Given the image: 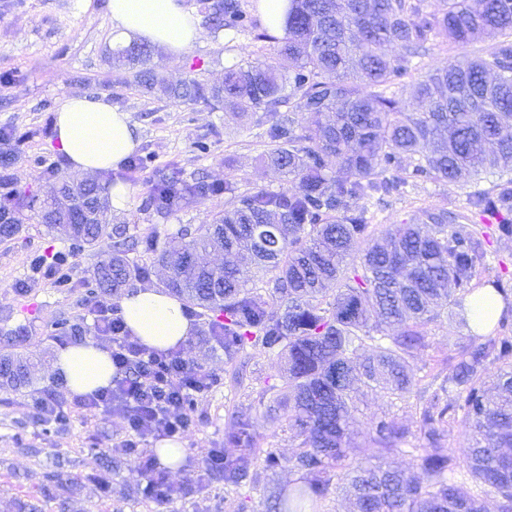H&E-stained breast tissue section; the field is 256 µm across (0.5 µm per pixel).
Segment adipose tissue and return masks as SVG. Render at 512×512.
<instances>
[{"instance_id": "1", "label": "adipose tissue", "mask_w": 512, "mask_h": 512, "mask_svg": "<svg viewBox=\"0 0 512 512\" xmlns=\"http://www.w3.org/2000/svg\"><path fill=\"white\" fill-rule=\"evenodd\" d=\"M115 44L148 43L172 55H182L205 34L185 0H109ZM56 137L60 152L78 174L118 168L141 145L137 127L128 113L102 98H68L57 113ZM121 316L132 334L148 347L175 350L184 345L194 326L181 301L157 288L136 289L121 303ZM503 303L490 288L466 301V316L478 332L492 328ZM54 367L69 389L86 395L111 386L115 369L109 353L94 342L62 351Z\"/></svg>"}]
</instances>
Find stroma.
Masks as SVG:
<instances>
[{
    "label": "stroma",
    "mask_w": 512,
    "mask_h": 512,
    "mask_svg": "<svg viewBox=\"0 0 512 512\" xmlns=\"http://www.w3.org/2000/svg\"><path fill=\"white\" fill-rule=\"evenodd\" d=\"M108 2L0 0V79L8 83L0 89V130L29 135L16 160L0 170V183L20 201L16 215L23 225L14 237L0 238V353L20 354L35 365L30 386L16 391L0 388V512H18L21 502L35 504L39 512H275L274 495L295 478L287 467L267 470L256 465L237 485L225 483L220 472L203 487L192 480L212 450L238 455L227 435L240 415L251 423L257 447L284 459L298 447L287 421L269 417L263 394L265 382L280 381V359L256 350L227 360L223 345L208 331L204 310L193 314L194 331L181 351L186 362L211 370L215 382L194 405V424L181 439L185 458L169 476L170 482L184 489L177 499L157 503L146 498L135 458L120 446L128 436L123 419L91 417L46 425L36 407L41 398L67 403L75 399L53 369L57 353L67 346L59 338L58 323L82 326L83 337L89 340L94 336V305L116 307L121 302L120 297L93 291L102 246L70 252L68 240L38 221L28 206L30 200H42L58 176L70 173L53 132L57 112L67 98L108 96L137 126L141 137L137 154L145 158V166L134 169L125 163L107 175L129 189L126 209L116 214L129 234L137 236L149 228L162 236L182 227L194 231L227 205L226 197L210 195L167 215L145 208L160 171L177 173L189 182L201 176L211 183L232 180L243 192L280 191L288 186L260 160L267 148L268 122L263 115L237 118L204 103L149 97L135 86L115 83L107 61L112 47ZM241 5L252 20L251 28L225 32L220 41L206 38L177 58L159 52L156 61L169 81L193 75L211 86L223 82L229 67L270 57L272 45L255 38L265 28L257 0H241ZM494 43V38H483L459 49L449 44L446 35H438L418 61L416 73L446 67L449 58L462 53L483 54ZM497 180L492 172L458 185L413 178L402 194L372 201L369 210L381 229L412 222L425 208L466 214V227L478 229L483 220L468 206L467 198L491 189ZM491 250L494 257L481 268L475 287L498 278L512 290V237L493 238ZM426 331L428 345L412 363L423 387L455 355L462 334L444 313ZM358 408L353 438L360 447L366 446L374 420L413 422L403 403L378 390L361 396ZM106 480L111 490H104Z\"/></svg>",
    "instance_id": "1"
}]
</instances>
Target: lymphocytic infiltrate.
<instances>
[{
    "label": "lymphocytic infiltrate",
    "mask_w": 512,
    "mask_h": 512,
    "mask_svg": "<svg viewBox=\"0 0 512 512\" xmlns=\"http://www.w3.org/2000/svg\"><path fill=\"white\" fill-rule=\"evenodd\" d=\"M93 315L95 338L109 351L116 368L111 386L68 406L52 398L40 401L42 411L54 419L71 414L122 417L133 433L122 446L133 454L139 442L184 435L190 422L187 402L210 390V372L188 364L178 351L162 352L142 344L112 307L96 304Z\"/></svg>",
    "instance_id": "lymphocytic-infiltrate-1"
}]
</instances>
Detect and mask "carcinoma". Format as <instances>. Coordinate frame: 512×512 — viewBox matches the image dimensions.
Returning <instances> with one entry per match:
<instances>
[{
    "instance_id": "obj_1",
    "label": "carcinoma",
    "mask_w": 512,
    "mask_h": 512,
    "mask_svg": "<svg viewBox=\"0 0 512 512\" xmlns=\"http://www.w3.org/2000/svg\"><path fill=\"white\" fill-rule=\"evenodd\" d=\"M200 2L212 33L246 27L239 0ZM441 2V12L431 13L426 0H288L283 35H257L273 44L275 62L229 68L224 82L210 87L194 78L169 82L148 45L115 53L122 82L145 94L203 100L240 117L264 113L272 119L265 162L299 181L294 192L244 193L230 180L187 182L162 173L147 200L157 213L208 195H226L228 206L198 235L179 230L161 241L152 231L135 239L126 225L112 223L108 188L90 180L83 187L103 200L94 223L65 228L76 248L110 241L94 271L101 291L118 293L146 276L129 257L140 247L167 270L165 286L186 311L211 314L227 359L260 349L283 361L282 384L269 390L288 408V427L300 440L288 458L299 476L279 494L278 512H320L334 483L352 512H488L489 494L496 512H512L509 310L498 333L460 337L456 361L434 378L431 393L419 390L411 367L427 346L435 308L457 309L459 326L469 328L464 297L490 234L465 229L444 209L378 234L358 205L399 192L409 178L455 185L512 166V0ZM440 29L461 47L483 37L498 41L485 56L450 61L409 85L424 104L410 112L397 79ZM287 103L303 122L278 117ZM468 202L496 221L494 232L512 236V179ZM19 231L11 208L0 204V237ZM216 244L224 250L220 267L205 259ZM243 246L270 275L271 298L248 287L235 262ZM0 378L25 385L29 367L1 358ZM365 388L410 408L421 447H407L409 428L383 418L372 422L368 447L353 446L356 393ZM460 423L463 441L450 448ZM227 438L242 453L224 460V480L238 484L256 459L255 434L240 420ZM396 454L410 456L423 477L386 465Z\"/></svg>"
}]
</instances>
